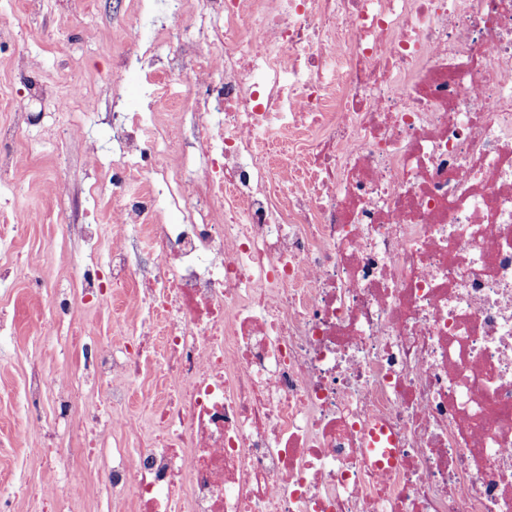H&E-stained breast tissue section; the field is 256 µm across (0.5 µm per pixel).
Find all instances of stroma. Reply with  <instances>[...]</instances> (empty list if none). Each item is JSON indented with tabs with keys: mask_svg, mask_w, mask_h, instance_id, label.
Instances as JSON below:
<instances>
[{
	"mask_svg": "<svg viewBox=\"0 0 512 512\" xmlns=\"http://www.w3.org/2000/svg\"><path fill=\"white\" fill-rule=\"evenodd\" d=\"M199 11L198 0H184L176 19L166 0H0V225L23 227L0 254V269L11 270L0 282V309L8 313L0 328V488L11 492L0 512H38L25 492L34 483L81 486L65 512H137L134 499L112 500L102 483L113 448L136 449L122 435L105 436L64 472L30 463L28 448L56 439L80 447L82 424L81 410L60 417L54 400L32 398L30 386L46 371L81 370L85 346L118 343L115 314L139 313L131 288L101 304L79 298L75 262L109 283L113 204L102 181L118 150L112 115L140 106L146 93L122 66L133 56L144 67L167 64L183 45L202 42ZM161 23L175 24L177 39L138 56L137 33ZM72 84L81 86L80 97L58 110L59 94ZM21 97L29 102L23 117L13 108ZM72 224L96 225V238L72 235ZM59 292L71 302L61 317L54 314ZM51 316L52 333H39Z\"/></svg>",
	"mask_w": 512,
	"mask_h": 512,
	"instance_id": "1",
	"label": "stroma"
}]
</instances>
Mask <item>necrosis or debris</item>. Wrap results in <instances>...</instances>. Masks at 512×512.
Returning <instances> with one entry per match:
<instances>
[{
    "mask_svg": "<svg viewBox=\"0 0 512 512\" xmlns=\"http://www.w3.org/2000/svg\"><path fill=\"white\" fill-rule=\"evenodd\" d=\"M202 2L192 136L115 129L112 222L152 262L113 247L145 316L83 379L119 408L148 358L166 398L106 487L141 512H512V0Z\"/></svg>",
    "mask_w": 512,
    "mask_h": 512,
    "instance_id": "necrosis-or-debris-1",
    "label": "necrosis or debris"
}]
</instances>
